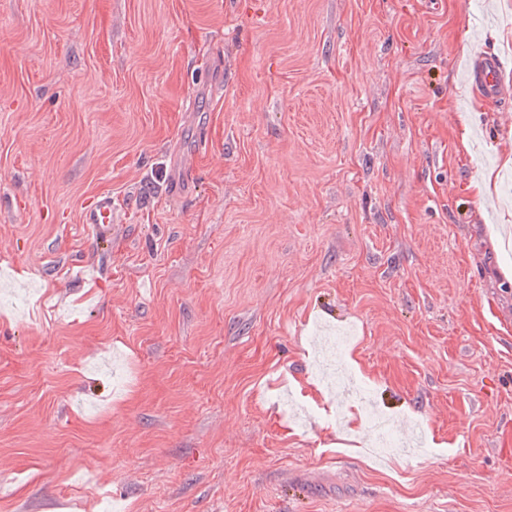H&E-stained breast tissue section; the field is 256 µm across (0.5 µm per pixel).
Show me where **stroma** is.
I'll return each instance as SVG.
<instances>
[{"label": "stroma", "mask_w": 512, "mask_h": 512, "mask_svg": "<svg viewBox=\"0 0 512 512\" xmlns=\"http://www.w3.org/2000/svg\"><path fill=\"white\" fill-rule=\"evenodd\" d=\"M510 149L512 0H0V512H512ZM469 80L473 89L484 98L492 101L502 99L503 87L499 61L495 55H478L469 70ZM115 222L114 207L111 196L97 197L94 202L85 208L83 223L89 224L92 231L100 239H106L112 232Z\"/></svg>", "instance_id": "35a3bbf8"}]
</instances>
